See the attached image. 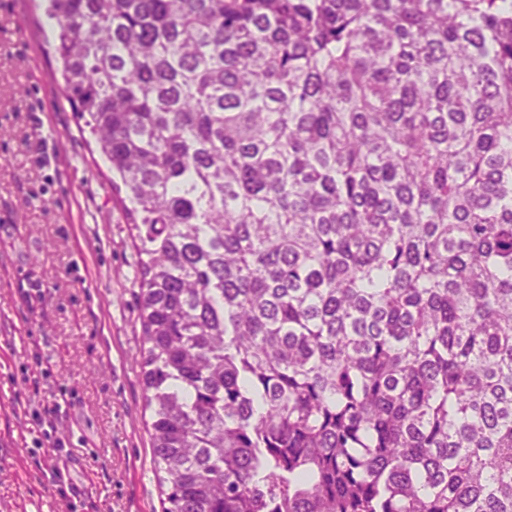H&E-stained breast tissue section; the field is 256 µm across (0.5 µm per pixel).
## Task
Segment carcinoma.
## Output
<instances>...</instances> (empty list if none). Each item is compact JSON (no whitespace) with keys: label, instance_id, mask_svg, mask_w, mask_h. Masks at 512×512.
Here are the masks:
<instances>
[{"label":"carcinoma","instance_id":"cac0c4a2","mask_svg":"<svg viewBox=\"0 0 512 512\" xmlns=\"http://www.w3.org/2000/svg\"><path fill=\"white\" fill-rule=\"evenodd\" d=\"M48 2L163 512H512V0Z\"/></svg>","mask_w":512,"mask_h":512}]
</instances>
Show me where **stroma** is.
Here are the masks:
<instances>
[{"label": "stroma", "instance_id": "stroma-1", "mask_svg": "<svg viewBox=\"0 0 512 512\" xmlns=\"http://www.w3.org/2000/svg\"><path fill=\"white\" fill-rule=\"evenodd\" d=\"M45 7L0 0V512H162L135 361L138 255L61 90ZM62 388L46 430L34 412ZM66 454L77 500L48 478Z\"/></svg>", "mask_w": 512, "mask_h": 512}]
</instances>
